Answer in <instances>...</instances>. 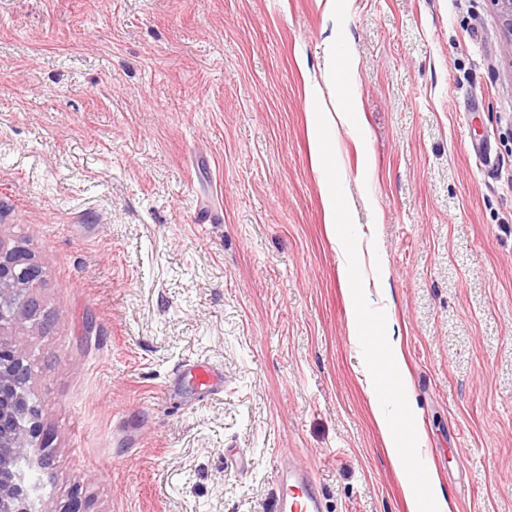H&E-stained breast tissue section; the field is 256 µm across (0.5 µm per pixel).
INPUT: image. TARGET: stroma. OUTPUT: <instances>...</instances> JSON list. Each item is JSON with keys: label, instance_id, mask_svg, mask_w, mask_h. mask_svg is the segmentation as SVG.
<instances>
[{"label": "stroma", "instance_id": "stroma-1", "mask_svg": "<svg viewBox=\"0 0 512 512\" xmlns=\"http://www.w3.org/2000/svg\"><path fill=\"white\" fill-rule=\"evenodd\" d=\"M342 28L418 449L451 512H512V40L493 0H0V241L43 270L39 512H408L349 334L305 94ZM224 390H170L186 362ZM278 478L282 489L281 512H324L323 498L311 470L303 467L280 468Z\"/></svg>", "mask_w": 512, "mask_h": 512}]
</instances>
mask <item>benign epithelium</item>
<instances>
[{
  "label": "benign epithelium",
  "instance_id": "1",
  "mask_svg": "<svg viewBox=\"0 0 512 512\" xmlns=\"http://www.w3.org/2000/svg\"><path fill=\"white\" fill-rule=\"evenodd\" d=\"M512 38V0H494ZM41 267L21 246L0 242V512H37L25 485L22 462L28 449L49 448L52 438L39 425L26 361L25 321L36 315Z\"/></svg>",
  "mask_w": 512,
  "mask_h": 512
}]
</instances>
